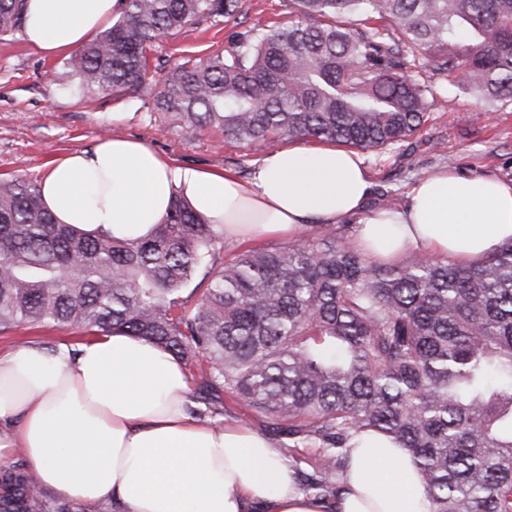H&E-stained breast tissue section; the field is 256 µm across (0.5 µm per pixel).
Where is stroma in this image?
Segmentation results:
<instances>
[{"label": "stroma", "instance_id": "1", "mask_svg": "<svg viewBox=\"0 0 512 512\" xmlns=\"http://www.w3.org/2000/svg\"><path fill=\"white\" fill-rule=\"evenodd\" d=\"M247 15L191 27L159 37L152 45L150 70L139 94L87 96L75 82L52 81L63 56L48 57L22 31L0 39V178L41 180L68 153L115 136L144 142L174 163L249 179L268 149L211 131L187 132L173 118L147 107L175 63L207 60L230 48L253 17L289 18L288 0H248ZM468 122H459V114ZM362 156L373 182L370 208L384 201L402 206L410 186L441 168L512 179V111L495 110L468 93L449 89L421 129L400 144L366 150ZM74 327L24 326L0 335V353L31 342L47 347L86 340Z\"/></svg>", "mask_w": 512, "mask_h": 512}]
</instances>
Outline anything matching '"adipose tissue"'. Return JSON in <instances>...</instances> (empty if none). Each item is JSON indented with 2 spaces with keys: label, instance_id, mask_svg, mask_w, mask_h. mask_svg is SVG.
I'll return each mask as SVG.
<instances>
[{
  "label": "adipose tissue",
  "instance_id": "adipose-tissue-1",
  "mask_svg": "<svg viewBox=\"0 0 512 512\" xmlns=\"http://www.w3.org/2000/svg\"><path fill=\"white\" fill-rule=\"evenodd\" d=\"M119 8V0H25L23 37L57 56ZM371 190L363 158L329 144L268 154L243 181L180 167L121 137L61 158L41 182L58 223L127 240L150 235L177 192L233 240L291 237L314 221L361 215L356 246L376 261L418 252L473 263L512 240V180L440 170L394 210H366ZM189 392L179 360L118 332L0 354V466L23 451L44 487L122 512H427L411 454L382 435L350 448L344 491L331 504L298 491L268 436L241 423L217 429L191 413Z\"/></svg>",
  "mask_w": 512,
  "mask_h": 512
}]
</instances>
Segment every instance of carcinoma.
I'll return each instance as SVG.
<instances>
[{
  "instance_id": "cac0c4a2",
  "label": "carcinoma",
  "mask_w": 512,
  "mask_h": 512,
  "mask_svg": "<svg viewBox=\"0 0 512 512\" xmlns=\"http://www.w3.org/2000/svg\"><path fill=\"white\" fill-rule=\"evenodd\" d=\"M24 0H0V36ZM223 54L177 63L153 107L190 132L243 143L396 145L435 105L406 70L512 105V0H289ZM245 0H121L112 25L53 80L139 91L152 43L230 19ZM215 225L174 196L144 239L59 224L32 180L0 179V333L24 325L122 331L172 353L191 379L288 437L321 445L318 494L362 433L408 449L429 512H512V241L476 265L372 262L342 228L210 262ZM196 301H191L193 295ZM0 512H71L23 462L0 469Z\"/></svg>"
}]
</instances>
